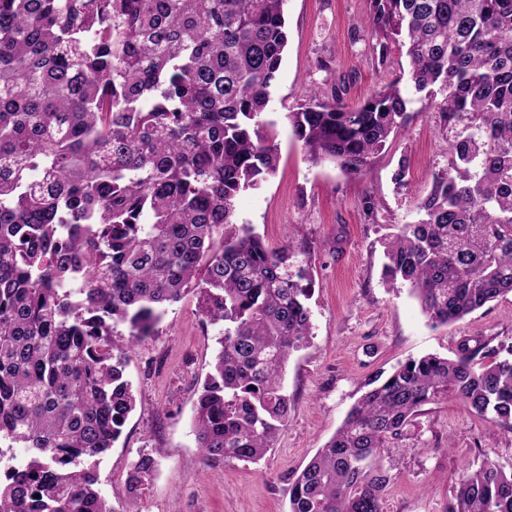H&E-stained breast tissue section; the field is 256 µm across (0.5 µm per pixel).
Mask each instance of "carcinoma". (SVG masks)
<instances>
[{
    "label": "carcinoma",
    "mask_w": 512,
    "mask_h": 512,
    "mask_svg": "<svg viewBox=\"0 0 512 512\" xmlns=\"http://www.w3.org/2000/svg\"><path fill=\"white\" fill-rule=\"evenodd\" d=\"M284 2L0 0V440L25 452L0 475V512H112L96 469L136 406L128 349L197 282L201 314L223 326L193 409L202 464L256 463L288 421L308 272L294 245L228 231L279 162L261 115ZM367 3L378 64L404 48L453 135L417 221L385 242L384 274L455 323L512 294V0ZM407 103L397 80L354 109L333 88L286 119L311 162L356 175L406 128ZM449 395L512 430V345L464 337L453 359L400 365L299 472L288 512H385L382 453ZM155 464L141 456L135 483ZM446 512H512V471L484 460Z\"/></svg>",
    "instance_id": "1"
}]
</instances>
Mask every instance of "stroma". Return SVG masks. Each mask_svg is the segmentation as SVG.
Returning a JSON list of instances; mask_svg holds the SVG:
<instances>
[{
  "instance_id": "obj_1",
  "label": "stroma",
  "mask_w": 512,
  "mask_h": 512,
  "mask_svg": "<svg viewBox=\"0 0 512 512\" xmlns=\"http://www.w3.org/2000/svg\"><path fill=\"white\" fill-rule=\"evenodd\" d=\"M284 9L288 48L263 116L265 134L280 149L279 165L267 182L238 197L236 217L270 248L300 247L310 271L312 336L290 359L285 377L293 410L261 461L199 465L192 407L219 328L200 314L197 292H189L167 307L127 364L136 408L98 465L100 492L114 512H288L296 475L375 374L427 354L454 357L465 336L512 341L511 294L462 322L437 325L407 286L393 288L383 279L385 234L416 220V204L434 174L448 168L452 135L438 121L441 97L419 101L400 48H393L387 67L377 64L367 0H286ZM395 79L409 100L407 129L362 175L310 162L292 139L285 115L310 90L339 87L344 103L354 108ZM400 171L405 177L399 181ZM368 195L378 203L371 219L361 209ZM142 455L154 457L156 465L133 488L128 476ZM384 458L393 461L395 475L386 512H445L465 469L489 458L512 470V431H487L485 421L448 397L425 406Z\"/></svg>"
}]
</instances>
